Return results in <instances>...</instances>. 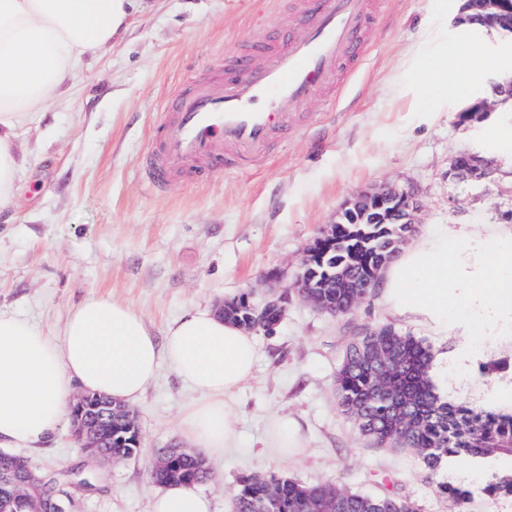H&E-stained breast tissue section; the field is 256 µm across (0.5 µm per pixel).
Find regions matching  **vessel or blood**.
<instances>
[{
  "label": "vessel or blood",
  "instance_id": "b4317fda",
  "mask_svg": "<svg viewBox=\"0 0 512 512\" xmlns=\"http://www.w3.org/2000/svg\"><path fill=\"white\" fill-rule=\"evenodd\" d=\"M287 11L292 21L254 34L255 53H230L222 79L168 100L153 142L156 182L265 158L276 133L292 127L294 109L364 63L374 0H322L317 9L310 0H290Z\"/></svg>",
  "mask_w": 512,
  "mask_h": 512
}]
</instances>
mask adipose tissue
<instances>
[{
	"instance_id": "ef3b65f1",
	"label": "adipose tissue",
	"mask_w": 512,
	"mask_h": 512,
	"mask_svg": "<svg viewBox=\"0 0 512 512\" xmlns=\"http://www.w3.org/2000/svg\"><path fill=\"white\" fill-rule=\"evenodd\" d=\"M140 0H0V208L20 192L26 163L15 131L44 111L93 49L106 51L125 32ZM492 60L480 46L464 59L444 60L427 86L472 88L485 82ZM485 314L484 327L512 311V234L468 224L444 227L408 249L387 273V297L400 314L447 333L457 297ZM167 357L207 401L182 427L208 454L230 447L234 420L224 398L249 379L255 338L207 309L188 312L156 338L132 310L104 296L84 299L63 328L50 333L20 316L0 312V447L36 448L64 420L73 388L128 404L137 401ZM151 512H209L189 485L161 487Z\"/></svg>"
}]
</instances>
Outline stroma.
I'll use <instances>...</instances> for the list:
<instances>
[{
	"label": "stroma",
	"instance_id": "stroma-1",
	"mask_svg": "<svg viewBox=\"0 0 512 512\" xmlns=\"http://www.w3.org/2000/svg\"><path fill=\"white\" fill-rule=\"evenodd\" d=\"M462 0H388L368 55L336 99L319 92L297 116L298 130L279 135L271 154L247 167L202 179L189 174L157 184L148 148L164 122V99L192 83L217 78L225 50L242 47L257 27L276 23V0H142L111 50L89 52L61 99L19 129L30 192L0 210V312L59 331L85 298L105 296L141 316L155 335L193 309H219L295 281L310 241L354 194L396 183L422 205L415 240L448 224L512 228V102L467 116L455 99L409 89L418 68L432 67L442 47L467 48L462 31L433 41V17L452 15ZM462 152L498 158L488 179L450 178ZM281 277L257 287L270 271ZM389 326L431 351L455 353L459 330L436 334L395 315L383 288L351 314L333 317L293 299L273 333L256 331L254 376L226 396L237 435L197 491L210 512H231L240 480L286 476L306 486L362 494L384 491L416 512H512V496L475 492L457 505L439 492L447 471L418 456L377 447L338 405L336 370L346 346L366 328ZM481 352L451 369L439 394L476 407L512 392V333L482 337ZM499 362L485 374L483 365ZM160 359L156 377L133 405L140 431L135 457L87 455L62 426L41 448L17 454L59 478L80 512H149L157 485L150 471L159 449L189 447L181 419L203 401ZM298 420L303 456L280 457L262 442L271 414Z\"/></svg>",
	"mask_w": 512,
	"mask_h": 512
}]
</instances>
